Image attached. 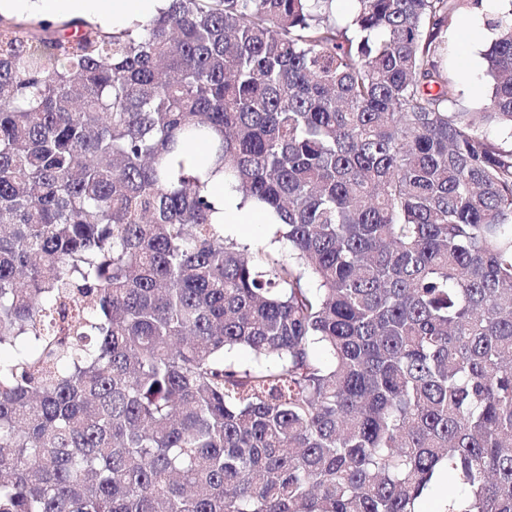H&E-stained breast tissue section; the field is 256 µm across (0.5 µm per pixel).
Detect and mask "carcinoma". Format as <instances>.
<instances>
[{
  "instance_id": "cac0c4a2",
  "label": "carcinoma",
  "mask_w": 512,
  "mask_h": 512,
  "mask_svg": "<svg viewBox=\"0 0 512 512\" xmlns=\"http://www.w3.org/2000/svg\"><path fill=\"white\" fill-rule=\"evenodd\" d=\"M333 2L0 18V512H512V0ZM500 0H485L477 14L463 12L448 26L447 36L457 52L445 62V72L461 90L460 106L469 112H482L490 97L483 51L492 39L484 21L494 17L501 8ZM208 164L209 176L205 192L214 200L216 211L211 219L214 224H224V235L240 247L253 249L259 245L284 251L281 243L270 244L271 226L275 217L270 209L254 200H245L224 183V169L217 170ZM240 224V226L230 225Z\"/></svg>"
}]
</instances>
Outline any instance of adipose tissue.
<instances>
[{"instance_id":"1","label":"adipose tissue","mask_w":512,"mask_h":512,"mask_svg":"<svg viewBox=\"0 0 512 512\" xmlns=\"http://www.w3.org/2000/svg\"><path fill=\"white\" fill-rule=\"evenodd\" d=\"M169 7V0H0V16L34 15L43 20L80 19L106 31L144 24ZM206 193L216 210L211 219L216 224H270L275 220L264 204L242 196L224 181L223 171L211 170Z\"/></svg>"}]
</instances>
